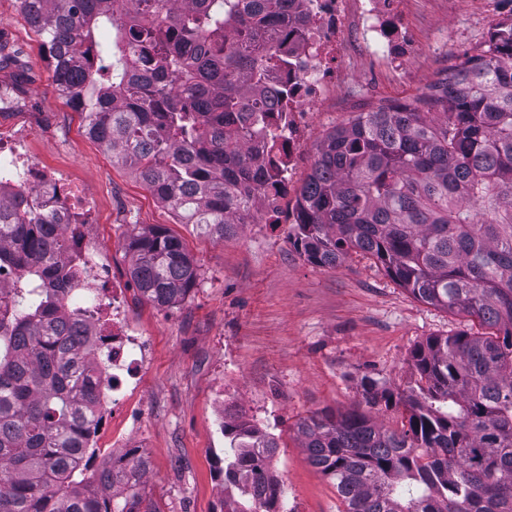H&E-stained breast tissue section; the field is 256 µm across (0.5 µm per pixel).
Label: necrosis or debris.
<instances>
[{"label":"necrosis or debris","instance_id":"4bbe7bcc","mask_svg":"<svg viewBox=\"0 0 512 512\" xmlns=\"http://www.w3.org/2000/svg\"><path fill=\"white\" fill-rule=\"evenodd\" d=\"M352 0H291L289 11L304 20L302 31L281 37L285 69L271 72L262 88L265 95L283 98L284 159L299 150L297 136L304 113L323 100L340 79L339 56L348 3ZM358 4L360 40L387 50L394 67H402L412 38L401 21L402 0H353ZM27 133L0 138V202L16 197L32 200L39 209L52 210L64 233L63 263L73 274L70 301L63 315L80 311L92 343L95 426L107 416L124 412L139 424L137 408L124 407L123 397L134 386L150 351L142 331L130 325L121 289L112 281V269L102 262L87 232L90 201L83 189L57 170L47 168L26 147Z\"/></svg>","mask_w":512,"mask_h":512}]
</instances>
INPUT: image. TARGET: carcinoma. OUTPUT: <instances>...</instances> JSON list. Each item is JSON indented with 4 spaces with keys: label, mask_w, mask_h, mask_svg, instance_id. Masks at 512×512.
I'll use <instances>...</instances> for the list:
<instances>
[{
    "label": "carcinoma",
    "mask_w": 512,
    "mask_h": 512,
    "mask_svg": "<svg viewBox=\"0 0 512 512\" xmlns=\"http://www.w3.org/2000/svg\"><path fill=\"white\" fill-rule=\"evenodd\" d=\"M171 16L161 0H20L53 81L84 114L87 134L129 166L180 224L224 240L253 223L252 201L288 168L270 102L252 90L279 65L274 39L289 0H193ZM108 24L113 43L95 29ZM232 28L236 40L214 35ZM269 150L259 166L249 142ZM288 236L323 268L368 256L417 300L463 314L483 336H435L411 354L403 390L363 385L365 409L313 412L295 424L310 464L343 512H512V21L477 54L448 67L410 104H379L316 146ZM59 225L24 201L0 204V268L23 266L45 288L0 293V512H161L128 473L134 453L88 474L85 438L95 394L81 322L61 319L70 272ZM130 277L164 307L199 269L158 224L132 230ZM393 410L388 427L372 411ZM256 430L224 421V512H281L283 489L251 452Z\"/></svg>",
    "instance_id": "cac0c4a2"
}]
</instances>
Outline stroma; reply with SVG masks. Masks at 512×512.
I'll return each instance as SVG.
<instances>
[{"label":"stroma","mask_w":512,"mask_h":512,"mask_svg":"<svg viewBox=\"0 0 512 512\" xmlns=\"http://www.w3.org/2000/svg\"><path fill=\"white\" fill-rule=\"evenodd\" d=\"M512 13L500 0H404L403 19L416 46L403 68L356 38V16L340 64L344 78L300 126L302 147L288 169V191L272 224H242L216 241L177 223L132 172L85 133L81 113L59 97L52 70L18 0H0V39L20 48L23 69L0 70V134L28 133L30 150L61 169L93 203L90 232L123 290L131 323L149 339L151 355L128 401L138 427L115 415L92 440L97 457H121L118 438L149 459L144 491L162 512H224V437L215 417L219 387L232 380L246 418L278 436L271 462L284 486L285 512H340L331 480L307 461L295 424L310 412L346 410L362 381L405 388L414 378L412 352L432 336L477 322L416 300L374 259L350 254L334 268L308 264L288 239L296 196L315 146L353 113L382 103H410L429 93L448 66L474 54L493 21ZM160 224L187 244L197 284L178 304L142 299L129 276L125 248L133 225Z\"/></svg>","instance_id":"stroma-1"}]
</instances>
